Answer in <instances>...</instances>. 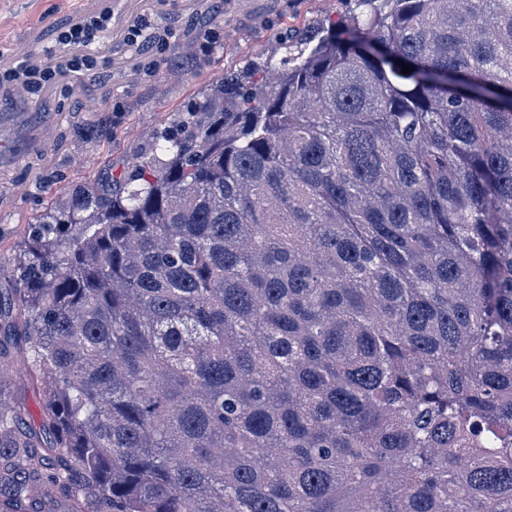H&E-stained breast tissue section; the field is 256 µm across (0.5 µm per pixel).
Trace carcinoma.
I'll list each match as a JSON object with an SVG mask.
<instances>
[{"label": "carcinoma", "mask_w": 512, "mask_h": 512, "mask_svg": "<svg viewBox=\"0 0 512 512\" xmlns=\"http://www.w3.org/2000/svg\"><path fill=\"white\" fill-rule=\"evenodd\" d=\"M354 2L36 217L0 512H512V0ZM13 380L8 388L13 395L22 399L26 405L25 422L28 426L41 430L43 393L37 383L28 380L23 370L19 367L13 368Z\"/></svg>", "instance_id": "carcinoma-1"}]
</instances>
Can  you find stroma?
Masks as SVG:
<instances>
[{
    "instance_id": "1",
    "label": "stroma",
    "mask_w": 512,
    "mask_h": 512,
    "mask_svg": "<svg viewBox=\"0 0 512 512\" xmlns=\"http://www.w3.org/2000/svg\"><path fill=\"white\" fill-rule=\"evenodd\" d=\"M110 12L98 43L57 36L85 14ZM353 30L345 0H0V71L86 55L95 71L55 77L36 94L0 87V301L14 298V270L35 214L75 185L128 171L180 106L224 71L276 63L283 40L305 24ZM166 43L129 42L137 25Z\"/></svg>"
}]
</instances>
